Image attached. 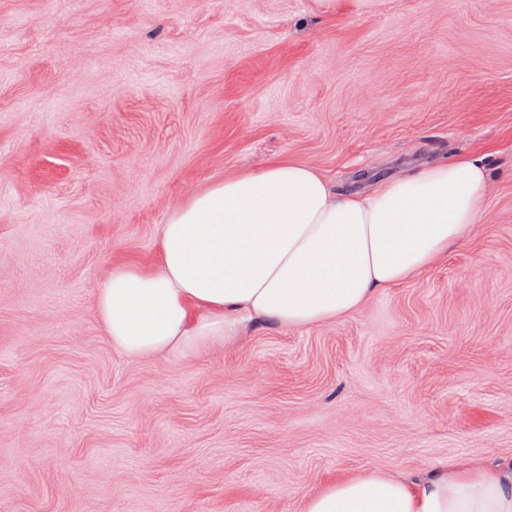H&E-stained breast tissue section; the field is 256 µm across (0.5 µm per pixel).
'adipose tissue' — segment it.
Returning a JSON list of instances; mask_svg holds the SVG:
<instances>
[{"mask_svg": "<svg viewBox=\"0 0 512 512\" xmlns=\"http://www.w3.org/2000/svg\"><path fill=\"white\" fill-rule=\"evenodd\" d=\"M479 157L436 162L342 193L316 168L279 160L212 184L162 224L157 264L113 266L97 293L105 333L140 358L234 338L244 317L308 327L360 310L460 243L486 205ZM304 512H512V461H449L413 482L367 471L307 497Z\"/></svg>", "mask_w": 512, "mask_h": 512, "instance_id": "1", "label": "adipose tissue"}]
</instances>
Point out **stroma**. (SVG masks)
<instances>
[{"label": "stroma", "mask_w": 512, "mask_h": 512, "mask_svg": "<svg viewBox=\"0 0 512 512\" xmlns=\"http://www.w3.org/2000/svg\"><path fill=\"white\" fill-rule=\"evenodd\" d=\"M484 157L486 211L336 322L115 351L96 307L192 193ZM512 458V0H0V512H303Z\"/></svg>", "instance_id": "stroma-1"}]
</instances>
